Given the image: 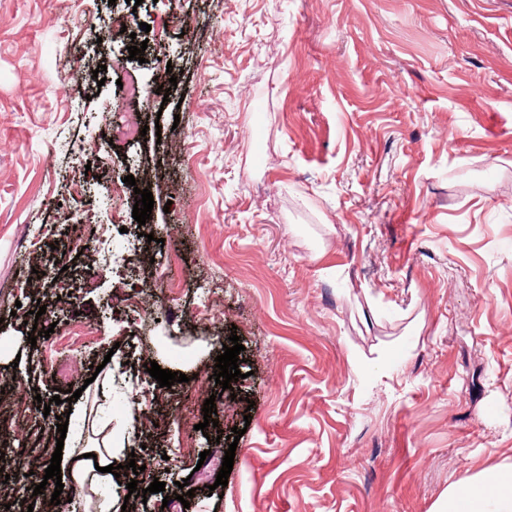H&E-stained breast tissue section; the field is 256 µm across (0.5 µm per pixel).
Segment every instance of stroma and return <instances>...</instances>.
Here are the masks:
<instances>
[{
	"mask_svg": "<svg viewBox=\"0 0 512 512\" xmlns=\"http://www.w3.org/2000/svg\"><path fill=\"white\" fill-rule=\"evenodd\" d=\"M130 109L145 136L112 137ZM144 166L146 267L138 196L112 197ZM35 272L55 309L31 326ZM1 340L0 482L26 505L53 396L99 364L98 420L140 467L117 510L159 480L136 512H434L512 466V0H0Z\"/></svg>",
	"mask_w": 512,
	"mask_h": 512,
	"instance_id": "stroma-1",
	"label": "stroma"
}]
</instances>
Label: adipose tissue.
I'll list each match as a JSON object with an SVG mask.
<instances>
[{
	"mask_svg": "<svg viewBox=\"0 0 512 512\" xmlns=\"http://www.w3.org/2000/svg\"><path fill=\"white\" fill-rule=\"evenodd\" d=\"M74 418L93 431L95 441L84 442L82 436L67 431L63 484L67 496L81 503L83 512H92V496L99 486L114 483V475L106 468L118 459L113 454L111 433L96 430L94 412L81 406L75 409ZM436 512H512V467L480 479L467 476L452 482Z\"/></svg>",
	"mask_w": 512,
	"mask_h": 512,
	"instance_id": "1",
	"label": "adipose tissue"
}]
</instances>
